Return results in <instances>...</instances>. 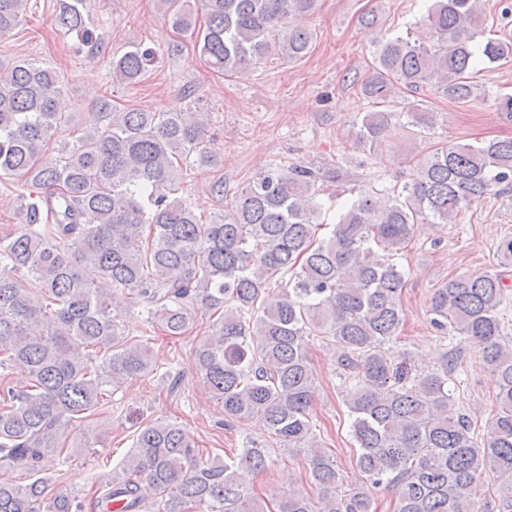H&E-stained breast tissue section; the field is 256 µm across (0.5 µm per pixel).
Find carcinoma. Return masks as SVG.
I'll return each instance as SVG.
<instances>
[{
	"label": "carcinoma",
	"mask_w": 512,
	"mask_h": 512,
	"mask_svg": "<svg viewBox=\"0 0 512 512\" xmlns=\"http://www.w3.org/2000/svg\"><path fill=\"white\" fill-rule=\"evenodd\" d=\"M163 0L171 26L195 40L211 70L236 73L275 50L305 56L312 34L290 25L317 0ZM417 30L378 42L362 99L385 103L394 89L428 86L465 104L475 63L512 56V43L474 38L486 21L479 0H430ZM27 0H0V38L21 25ZM57 24L96 52L102 42L88 16L64 2ZM155 58L133 44L112 57V79L131 84ZM61 77L33 62L0 63V178L31 187L23 220L0 231V512H85L107 499L121 512H143L141 484L155 494L152 512H376L370 490L400 487L394 512H512V345L502 335L503 274L484 270L451 279L431 301V323L476 344L497 374L495 414L482 444L457 411L451 382L457 354L414 373L390 341L404 321L400 251L415 225L453 224L469 204L512 190V138L473 145L443 143L402 186L361 191L331 230L319 235L316 174L309 166L275 169L250 180L228 211L202 222L182 197L181 165L216 167L204 146L198 112L112 111L100 100L70 148L45 147L71 122L57 110ZM392 113H364L359 146L391 138ZM410 123L426 130L422 107ZM132 296L146 314L145 333L183 335L191 309L216 316L194 348V365L227 421L264 418L280 447L311 453L313 499L290 490L269 509L243 483L272 465L255 441L235 460L199 459L195 441L176 423L140 429L124 463L91 501L46 494L43 462L63 451V430L99 408L106 388L154 371L148 340L121 337L108 297ZM279 278L280 288L271 290ZM311 336H328L343 354L345 404L357 445L355 478L344 475L316 440ZM23 369L17 389L8 370ZM493 485L498 504L481 496Z\"/></svg>",
	"instance_id": "obj_1"
}]
</instances>
